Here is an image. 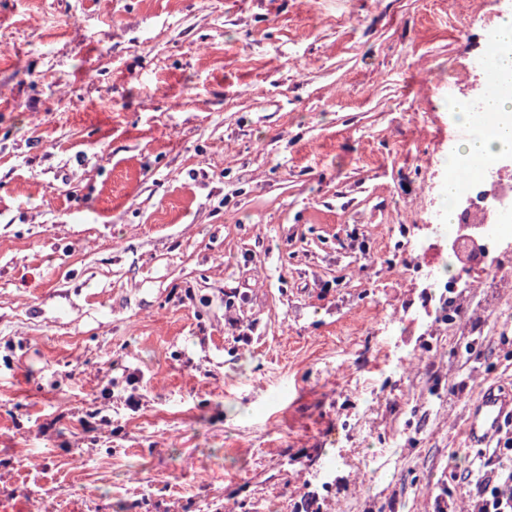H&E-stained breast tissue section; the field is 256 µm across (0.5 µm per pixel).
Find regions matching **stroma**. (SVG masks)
Listing matches in <instances>:
<instances>
[{
	"label": "stroma",
	"instance_id": "35a3bbf8",
	"mask_svg": "<svg viewBox=\"0 0 512 512\" xmlns=\"http://www.w3.org/2000/svg\"><path fill=\"white\" fill-rule=\"evenodd\" d=\"M509 12L0 0V512H464L512 289L455 333L420 269L448 75Z\"/></svg>",
	"mask_w": 512,
	"mask_h": 512
}]
</instances>
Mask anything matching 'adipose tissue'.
I'll return each instance as SVG.
<instances>
[{
  "label": "adipose tissue",
  "instance_id": "1",
  "mask_svg": "<svg viewBox=\"0 0 512 512\" xmlns=\"http://www.w3.org/2000/svg\"><path fill=\"white\" fill-rule=\"evenodd\" d=\"M495 46V69L506 81V89L489 94L480 112L469 111L459 101L452 106L457 122L474 131L473 136L463 142V154L468 160L481 159L489 164L495 163L502 154L512 152V15L500 19Z\"/></svg>",
  "mask_w": 512,
  "mask_h": 512
}]
</instances>
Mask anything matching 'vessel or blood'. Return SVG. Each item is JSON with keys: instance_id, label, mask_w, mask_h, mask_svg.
<instances>
[{"instance_id": "b4317fda", "label": "vessel or blood", "mask_w": 512, "mask_h": 512, "mask_svg": "<svg viewBox=\"0 0 512 512\" xmlns=\"http://www.w3.org/2000/svg\"><path fill=\"white\" fill-rule=\"evenodd\" d=\"M511 423L512 394L488 386L467 410L461 430L464 445L484 447L496 440Z\"/></svg>"}]
</instances>
